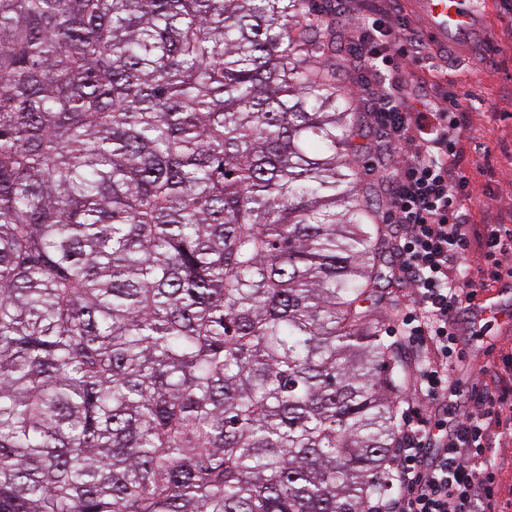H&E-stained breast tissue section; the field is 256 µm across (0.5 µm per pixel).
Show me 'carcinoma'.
<instances>
[{
	"label": "carcinoma",
	"mask_w": 512,
	"mask_h": 512,
	"mask_svg": "<svg viewBox=\"0 0 512 512\" xmlns=\"http://www.w3.org/2000/svg\"><path fill=\"white\" fill-rule=\"evenodd\" d=\"M0 0V512H368L402 286L335 0ZM333 26L336 27V79L338 84L344 88L352 97L354 106H358V112H366L365 124L370 121L367 117V104L357 94V87L360 85L359 74L351 62V43L350 37L353 34L351 27L347 24L344 17L336 16L333 20Z\"/></svg>",
	"instance_id": "carcinoma-1"
}]
</instances>
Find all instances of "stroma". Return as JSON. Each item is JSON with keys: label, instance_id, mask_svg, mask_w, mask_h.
Listing matches in <instances>:
<instances>
[{"label": "stroma", "instance_id": "1", "mask_svg": "<svg viewBox=\"0 0 512 512\" xmlns=\"http://www.w3.org/2000/svg\"><path fill=\"white\" fill-rule=\"evenodd\" d=\"M487 25L495 52L476 58L434 57L431 64L399 74L404 90L419 102L443 101L456 94L470 122L462 133L468 145L464 166L469 179L468 206L477 224L512 221V0H489ZM336 79L345 91H356L359 74L351 62L352 29L336 17ZM486 308H471L459 323L462 359L448 363L458 388L452 401L429 406L418 396L406 398L410 410L435 421L454 417L457 406L467 404L480 387V366L493 352L512 349V277L492 284L485 293Z\"/></svg>", "mask_w": 512, "mask_h": 512}]
</instances>
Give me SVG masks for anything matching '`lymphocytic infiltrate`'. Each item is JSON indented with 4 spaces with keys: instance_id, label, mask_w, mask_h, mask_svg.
Segmentation results:
<instances>
[{
    "instance_id": "f902f5d3",
    "label": "lymphocytic infiltrate",
    "mask_w": 512,
    "mask_h": 512,
    "mask_svg": "<svg viewBox=\"0 0 512 512\" xmlns=\"http://www.w3.org/2000/svg\"><path fill=\"white\" fill-rule=\"evenodd\" d=\"M381 13L349 12L356 65L376 76L404 62L426 58L421 30L401 14L400 0H385ZM468 112L456 96L419 109L395 83L378 81L373 92L375 134L383 145L407 155L389 181L386 224H398L400 269L414 305L395 330L421 348L423 366L408 387L425 402L447 399L453 385L448 361L457 354L460 315L501 276L512 257L511 224L471 223L465 207L468 178L459 141ZM479 249V278L468 274L472 249ZM483 388L453 423L403 416L402 446L390 462L391 496L369 512H500L499 467L487 457L496 442L512 437V353L484 365Z\"/></svg>"
}]
</instances>
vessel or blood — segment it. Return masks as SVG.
<instances>
[{
    "instance_id": "obj_1",
    "label": "vessel or blood",
    "mask_w": 512,
    "mask_h": 512,
    "mask_svg": "<svg viewBox=\"0 0 512 512\" xmlns=\"http://www.w3.org/2000/svg\"><path fill=\"white\" fill-rule=\"evenodd\" d=\"M488 0H410L409 11L426 33L429 52L465 53L491 44Z\"/></svg>"
}]
</instances>
